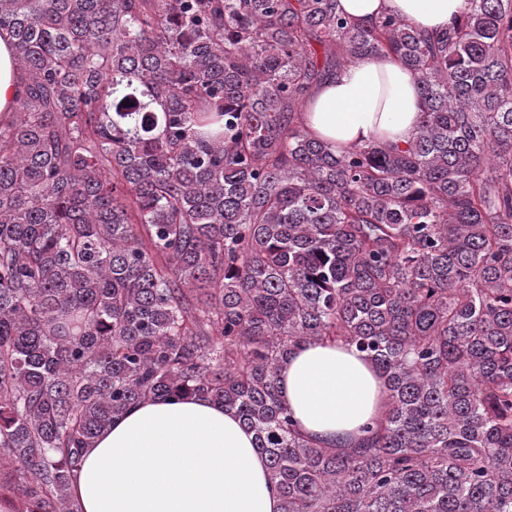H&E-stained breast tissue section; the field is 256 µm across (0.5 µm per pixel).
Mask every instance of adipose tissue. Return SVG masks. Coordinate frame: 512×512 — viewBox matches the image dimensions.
Listing matches in <instances>:
<instances>
[{
	"instance_id": "1",
	"label": "adipose tissue",
	"mask_w": 512,
	"mask_h": 512,
	"mask_svg": "<svg viewBox=\"0 0 512 512\" xmlns=\"http://www.w3.org/2000/svg\"><path fill=\"white\" fill-rule=\"evenodd\" d=\"M366 23L389 12L417 27L445 28L466 0H339ZM421 112L418 81L399 62L350 65L316 90L303 115L332 151L370 141L403 145ZM296 428L327 445L364 436L382 408V380L356 349L311 341L279 369ZM82 512H280L253 436L234 413L200 398L137 404L86 450L71 486Z\"/></svg>"
}]
</instances>
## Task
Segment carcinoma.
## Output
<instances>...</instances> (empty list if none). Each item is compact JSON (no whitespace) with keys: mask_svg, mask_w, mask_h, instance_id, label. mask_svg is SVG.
<instances>
[{"mask_svg":"<svg viewBox=\"0 0 512 512\" xmlns=\"http://www.w3.org/2000/svg\"><path fill=\"white\" fill-rule=\"evenodd\" d=\"M0 504L81 512L131 406L204 397L254 435L280 512H512V0L425 34L339 0H0ZM395 57L405 145L341 154L305 104ZM343 342L370 434L298 433L278 370ZM19 78L15 73L13 47L4 36L0 37V115L8 117L14 111L18 95Z\"/></svg>","mask_w":512,"mask_h":512,"instance_id":"cac0c4a2","label":"carcinoma"}]
</instances>
